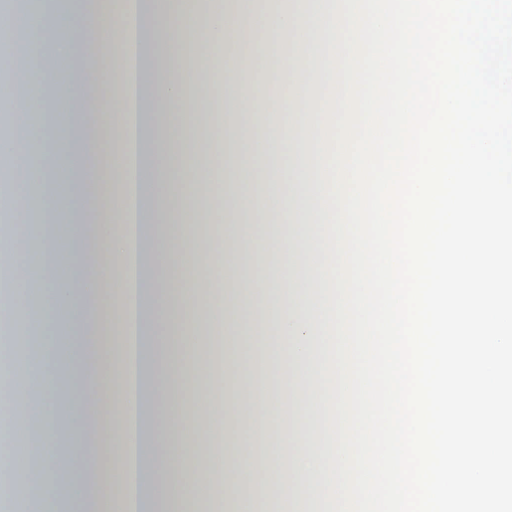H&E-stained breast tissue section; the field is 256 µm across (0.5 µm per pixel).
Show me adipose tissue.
Here are the masks:
<instances>
[{
  "label": "adipose tissue",
  "instance_id": "1",
  "mask_svg": "<svg viewBox=\"0 0 512 512\" xmlns=\"http://www.w3.org/2000/svg\"><path fill=\"white\" fill-rule=\"evenodd\" d=\"M336 0H285L275 18L254 0H230L225 13L194 21V0H71L69 13L26 21L22 0H0V479L22 481L11 512H58L46 495L48 472L83 462L71 499L83 512H151L154 503L186 496L213 512H246L253 486L270 482L281 512H295L300 486L327 491L332 437L313 447L307 429L329 395L322 375L328 357V311L315 307L323 279L313 232L327 214L321 206L319 130H304L299 114L318 111V88L332 71L328 46ZM265 39L267 52L245 61ZM208 65L222 50L223 89L200 83L195 122L214 130L199 143L169 118L182 107L181 80L157 83L155 59L167 50L176 66L184 42ZM109 46L127 80L107 103L95 93L108 69ZM272 68L286 81H261ZM68 78H61V71ZM301 72L313 82L298 80ZM51 89L66 102L62 114L33 105L30 87ZM224 101L222 122L212 103ZM69 133L59 147L56 126ZM221 147L224 164H194ZM167 151L168 162L153 157ZM275 158L270 169L238 163V152ZM274 190L253 202L257 181ZM213 191L206 223L224 232L218 251L185 247L161 229L160 212L197 223L191 201L201 186ZM88 224L79 236L60 237V224ZM283 225L287 236L268 240ZM273 260L247 285L234 273L245 255ZM224 281L208 305L205 331L186 327L177 355L157 375L155 327L166 314L187 312L197 288L178 266ZM59 325L55 341L43 331L45 312ZM271 346L260 366L265 378L247 379L244 333ZM224 350V376L197 388L196 374L211 359L203 339ZM181 437V472L168 476L167 434Z\"/></svg>",
  "mask_w": 512,
  "mask_h": 512
}]
</instances>
